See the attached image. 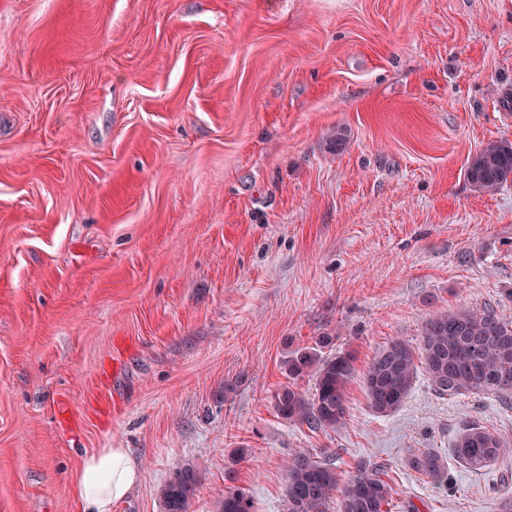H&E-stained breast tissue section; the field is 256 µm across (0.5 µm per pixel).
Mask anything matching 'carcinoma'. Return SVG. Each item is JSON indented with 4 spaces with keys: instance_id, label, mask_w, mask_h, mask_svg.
Wrapping results in <instances>:
<instances>
[{
    "instance_id": "cac0c4a2",
    "label": "carcinoma",
    "mask_w": 512,
    "mask_h": 512,
    "mask_svg": "<svg viewBox=\"0 0 512 512\" xmlns=\"http://www.w3.org/2000/svg\"><path fill=\"white\" fill-rule=\"evenodd\" d=\"M466 177L473 188L486 194L511 183L512 141L487 143L468 162ZM354 361L350 352L324 357L309 347L293 351L284 361L288 383L275 394L278 414L314 431L336 430L345 419ZM420 371L441 398L491 394L512 405V318L492 306L432 312L418 346L394 339L367 366L364 391L369 409L380 416L395 412ZM306 375L315 378L311 394L295 385ZM455 448L462 465L479 470L497 458L501 441L486 428L470 424L459 432ZM409 463L436 486L448 484V462L440 454L424 451ZM383 475L382 468L360 462L343 478L332 457L297 450L286 469L284 512H328L333 500L338 503L337 512H389L392 488ZM197 483L193 467L175 468L160 491L164 512H190ZM219 512H253V504L243 491L228 488Z\"/></svg>"
}]
</instances>
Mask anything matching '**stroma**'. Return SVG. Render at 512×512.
<instances>
[{
	"label": "stroma",
	"mask_w": 512,
	"mask_h": 512,
	"mask_svg": "<svg viewBox=\"0 0 512 512\" xmlns=\"http://www.w3.org/2000/svg\"><path fill=\"white\" fill-rule=\"evenodd\" d=\"M510 94L512 0H0V512H80L98 448L142 474L112 512L185 463L193 512H283L298 449L385 465L390 512H505L512 410L421 375L380 416L361 373L435 310L512 316V183L465 178ZM315 345L355 356L334 431L274 407ZM470 423L489 467L409 466ZM411 467L426 475L436 486H448V462L433 451H424L412 456L409 460ZM219 512H254L251 499L240 489L227 488L219 502Z\"/></svg>",
	"instance_id": "obj_1"
}]
</instances>
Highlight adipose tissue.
I'll use <instances>...</instances> for the list:
<instances>
[{
    "instance_id": "ef3b65f1",
    "label": "adipose tissue",
    "mask_w": 512,
    "mask_h": 512,
    "mask_svg": "<svg viewBox=\"0 0 512 512\" xmlns=\"http://www.w3.org/2000/svg\"><path fill=\"white\" fill-rule=\"evenodd\" d=\"M137 463L122 448H100L88 454L74 477L82 512H112L138 484Z\"/></svg>"
}]
</instances>
